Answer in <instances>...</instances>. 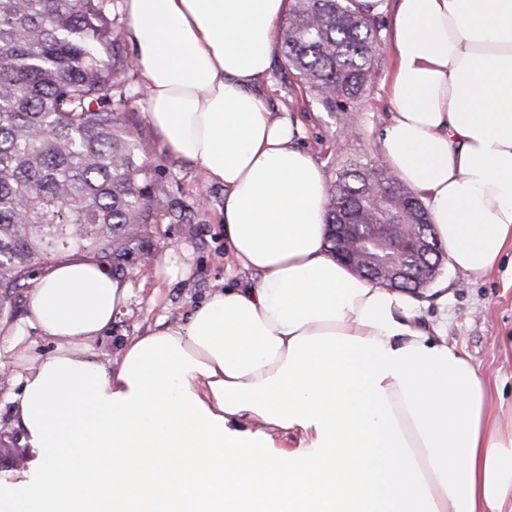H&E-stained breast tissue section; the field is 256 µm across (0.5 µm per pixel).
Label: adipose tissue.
<instances>
[{
    "mask_svg": "<svg viewBox=\"0 0 512 512\" xmlns=\"http://www.w3.org/2000/svg\"><path fill=\"white\" fill-rule=\"evenodd\" d=\"M285 0H124L168 151L224 187L247 283L187 321L86 356L127 287L53 266L28 322L57 341L25 377L30 458L0 512H512V404L421 317L422 294L328 250L327 193L295 127L252 87ZM382 159L423 201L449 265L512 253V0H397Z\"/></svg>",
    "mask_w": 512,
    "mask_h": 512,
    "instance_id": "1",
    "label": "adipose tissue"
}]
</instances>
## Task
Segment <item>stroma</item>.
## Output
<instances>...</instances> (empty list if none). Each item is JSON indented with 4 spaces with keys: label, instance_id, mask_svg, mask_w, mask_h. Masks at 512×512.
Wrapping results in <instances>:
<instances>
[{
    "label": "stroma",
    "instance_id": "stroma-1",
    "mask_svg": "<svg viewBox=\"0 0 512 512\" xmlns=\"http://www.w3.org/2000/svg\"><path fill=\"white\" fill-rule=\"evenodd\" d=\"M375 18L380 31L378 79L359 96L352 116L329 111L315 96L300 95L296 78L282 66L279 49L274 52L268 77L254 87L274 117L298 122L299 146L313 156L328 179L345 159L381 157L380 130L392 112L381 83L393 67L391 13L385 10ZM123 83L127 109L136 114L151 156L153 218L142 228L140 248L110 266L126 283L128 295L107 333L85 347L89 359L103 366L118 359L126 340L157 322L186 320L193 304L223 287L226 272L223 185L206 180L195 163L164 148L161 133L146 115L147 98L139 72L129 71ZM170 254L189 263L186 277L168 283L156 270L141 273L144 257L157 262ZM436 281L445 286L448 300L443 304L428 301L422 309L423 321L432 325L445 322L449 342L464 350L482 373L499 376L500 392L504 400H511L512 358L504 356L497 342L512 334V282L499 270L472 278L446 264L441 265ZM29 299L26 291L16 297L9 325L0 328V363L9 367L8 375L0 377V430L8 432V442L15 448L23 445L15 413L23 378L57 347L56 341L27 326Z\"/></svg>",
    "mask_w": 512,
    "mask_h": 512
}]
</instances>
